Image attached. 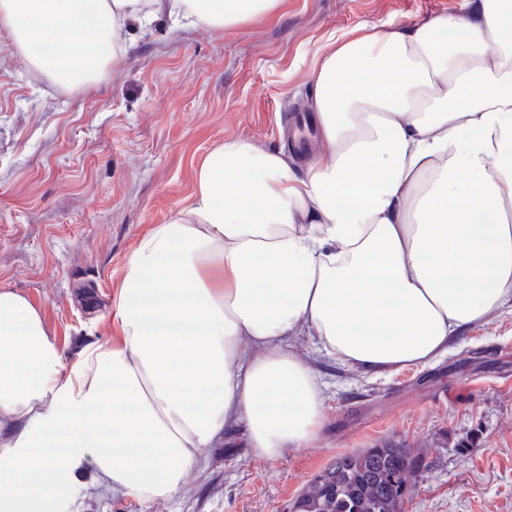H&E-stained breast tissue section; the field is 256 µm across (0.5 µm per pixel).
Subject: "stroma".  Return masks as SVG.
Listing matches in <instances>:
<instances>
[{
  "mask_svg": "<svg viewBox=\"0 0 512 512\" xmlns=\"http://www.w3.org/2000/svg\"><path fill=\"white\" fill-rule=\"evenodd\" d=\"M464 0H280L232 28H132L121 64L69 90L30 68L0 31V287L38 308L65 360L109 341L124 263L225 141L283 149L281 114L304 112L322 47L354 30L459 14ZM300 352L328 385L321 439L266 460L225 430L170 497L93 488L72 512H290L344 454L387 443L422 457L403 512H512V313L456 336L425 365L374 375Z\"/></svg>",
  "mask_w": 512,
  "mask_h": 512,
  "instance_id": "1",
  "label": "stroma"
}]
</instances>
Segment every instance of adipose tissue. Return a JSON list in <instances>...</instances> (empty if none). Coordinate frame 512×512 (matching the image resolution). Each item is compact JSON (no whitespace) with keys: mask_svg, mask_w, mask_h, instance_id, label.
Here are the masks:
<instances>
[{"mask_svg":"<svg viewBox=\"0 0 512 512\" xmlns=\"http://www.w3.org/2000/svg\"><path fill=\"white\" fill-rule=\"evenodd\" d=\"M279 0H0L14 51L68 89L118 67L130 24L222 29ZM309 99L320 149L234 139L128 256L112 336L65 362L0 289V512H70L96 485L168 498L226 428L265 459L317 442L316 354L426 365L512 308V0L335 42Z\"/></svg>","mask_w":512,"mask_h":512,"instance_id":"ef3b65f1","label":"adipose tissue"}]
</instances>
